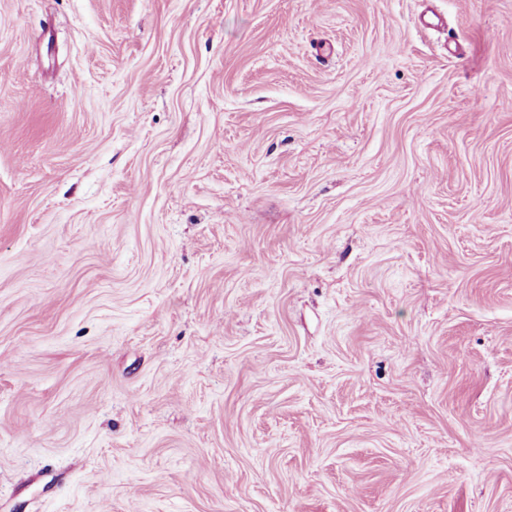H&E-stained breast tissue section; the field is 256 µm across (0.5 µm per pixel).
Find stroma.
Wrapping results in <instances>:
<instances>
[{"label": "stroma", "instance_id": "stroma-1", "mask_svg": "<svg viewBox=\"0 0 512 512\" xmlns=\"http://www.w3.org/2000/svg\"><path fill=\"white\" fill-rule=\"evenodd\" d=\"M0 512H512V0H0Z\"/></svg>", "mask_w": 512, "mask_h": 512}]
</instances>
